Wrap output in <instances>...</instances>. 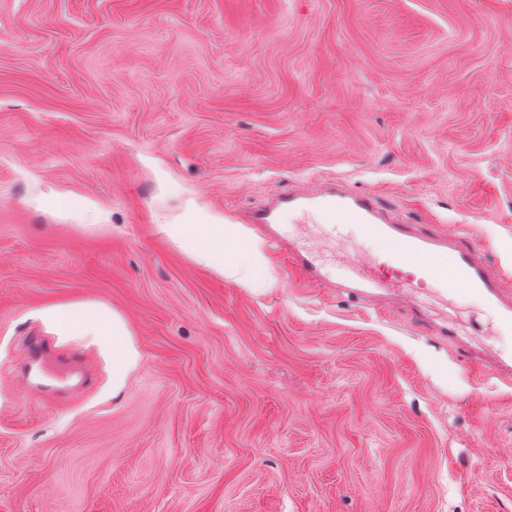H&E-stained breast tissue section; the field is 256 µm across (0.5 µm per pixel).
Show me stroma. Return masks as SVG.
I'll list each match as a JSON object with an SVG mask.
<instances>
[{
  "mask_svg": "<svg viewBox=\"0 0 512 512\" xmlns=\"http://www.w3.org/2000/svg\"><path fill=\"white\" fill-rule=\"evenodd\" d=\"M340 177L512 273V0H0V512H512V322L256 291L164 224ZM105 310L137 352L51 317ZM452 322L457 335H436ZM36 332L92 381L29 397Z\"/></svg>",
  "mask_w": 512,
  "mask_h": 512,
  "instance_id": "obj_1",
  "label": "stroma"
}]
</instances>
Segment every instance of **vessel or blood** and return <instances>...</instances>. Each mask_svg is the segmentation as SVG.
<instances>
[{
  "label": "vessel or blood",
  "mask_w": 512,
  "mask_h": 512,
  "mask_svg": "<svg viewBox=\"0 0 512 512\" xmlns=\"http://www.w3.org/2000/svg\"><path fill=\"white\" fill-rule=\"evenodd\" d=\"M325 215L340 216L344 223L355 225L364 239L378 245L363 263L350 267L349 285L362 296L373 299L389 288L412 292L463 290L482 295L504 319L512 320V280L491 267L485 250L472 236L428 229L403 219L383 207L374 193L356 190L344 180L321 181L272 194L246 211L244 221L267 228L287 216L299 224H312ZM288 264L309 284L321 285L326 280L320 266L307 254L289 252ZM24 357L22 376L33 371L39 375L38 381L30 383L31 391L42 393L48 378L66 383L62 368L52 365L53 354L43 337L28 338Z\"/></svg>",
  "instance_id": "b4317fda"
}]
</instances>
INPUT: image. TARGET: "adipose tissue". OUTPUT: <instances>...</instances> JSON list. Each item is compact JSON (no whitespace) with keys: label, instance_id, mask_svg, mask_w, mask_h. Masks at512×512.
<instances>
[{"label":"adipose tissue","instance_id":"ef3b65f1","mask_svg":"<svg viewBox=\"0 0 512 512\" xmlns=\"http://www.w3.org/2000/svg\"><path fill=\"white\" fill-rule=\"evenodd\" d=\"M167 236L187 254L223 276L234 279L247 288L273 284L275 273L260 244L251 239L241 224H167ZM55 320L72 332L92 334L112 348V382L121 384L136 360V353L119 318L105 314L80 315L58 307Z\"/></svg>","mask_w":512,"mask_h":512}]
</instances>
